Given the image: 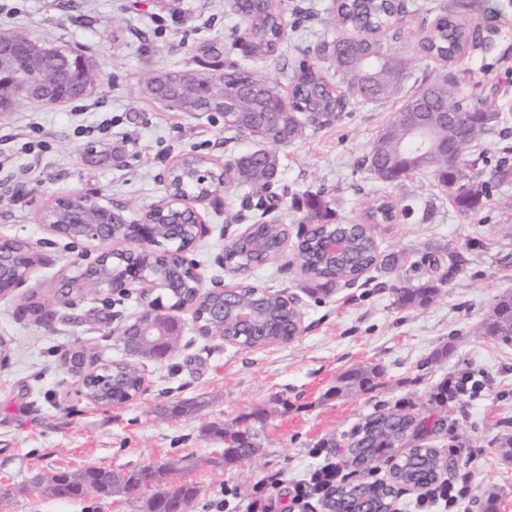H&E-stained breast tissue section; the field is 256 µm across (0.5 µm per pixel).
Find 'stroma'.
<instances>
[{"instance_id": "obj_1", "label": "stroma", "mask_w": 512, "mask_h": 512, "mask_svg": "<svg viewBox=\"0 0 512 512\" xmlns=\"http://www.w3.org/2000/svg\"><path fill=\"white\" fill-rule=\"evenodd\" d=\"M332 0H285L289 27L284 44L263 65L281 77L309 57L316 42L332 34ZM398 17L387 34L392 52L410 58L405 92L430 83L443 72L455 74L467 93L486 94L469 77L481 65L467 55L450 63L426 58L421 41L432 33L437 0ZM237 23L227 0H0V28L25 30L41 43L71 48L90 58L101 81L84 99L49 106L19 100L0 112V233L31 243L42 259L25 286L0 296V512H142L138 501L119 497L79 500L34 498L18 488L35 474L59 469L106 467L131 471L147 463L184 459L186 481L200 495L196 512H215L228 487L251 492L263 478L284 481L273 493V512H322L321 496L292 503L287 482L304 478L316 466L338 462L346 481L388 478L391 461H374L372 471L352 464L346 442L364 418L379 409H402L415 425L404 448L419 444L469 448L464 469L474 498L492 493L496 512H512V342L475 335L502 290L512 289V182L498 187L475 218L462 217L448 191L426 172L397 185L378 182L366 158L396 102H361L340 120L307 128L303 137L279 148L274 186L281 201L269 219L287 225L289 243L310 225L307 196L321 194L335 224H360L372 197L391 199L399 213L380 224L375 236L383 253L404 255L393 271L371 269L355 284L323 295L292 253L247 276L301 301L303 331L291 343L244 349L198 335L191 313H182L179 349L161 360H138L145 378L142 393L119 408L87 400L64 354L77 345L95 348L100 362L124 358L118 328L136 312L135 297L104 295L63 307L53 301L60 273L70 268L83 246L48 233L38 211L53 198L99 191L127 203L132 217L164 196L172 163L195 150L224 162L258 147V140L227 142L220 112H180L144 92L162 70L207 64L198 48L218 44L222 61L247 57L244 44H232ZM100 140L107 156L86 154ZM201 211L207 231L191 252L204 287L238 283L226 268L224 246L258 219L260 212L239 190L221 191ZM460 263L444 293L424 308H401L392 286L415 284L428 273L427 255ZM36 292L47 314L36 318L24 308ZM447 357L435 358L441 347ZM382 371L369 392L338 393L341 376L357 366ZM468 372L483 379L477 396L452 404L439 402L438 386L448 376ZM194 403L188 415L171 414L178 402ZM264 411L257 452L222 469L224 427L253 411Z\"/></svg>"}]
</instances>
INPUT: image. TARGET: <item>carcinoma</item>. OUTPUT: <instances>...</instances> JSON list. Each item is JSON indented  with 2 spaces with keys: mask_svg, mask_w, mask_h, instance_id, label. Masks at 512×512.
Returning a JSON list of instances; mask_svg holds the SVG:
<instances>
[{
  "mask_svg": "<svg viewBox=\"0 0 512 512\" xmlns=\"http://www.w3.org/2000/svg\"><path fill=\"white\" fill-rule=\"evenodd\" d=\"M231 8L243 23L242 36L248 40L256 59L273 56L286 25L282 0H232ZM439 18L434 31L422 45L426 57L448 62L462 51L487 55L497 48L499 29L473 24L470 17L482 8V0H443L436 5ZM396 13L392 0H336L333 23L336 36L321 41L314 60L302 62L292 76L290 98L281 94L280 84L256 66L232 62L222 73L208 70L165 71L153 76L146 89L155 99L181 112H222L229 123L230 139L242 136L257 138L265 147L238 154L229 169L224 186L233 183L251 191L266 192L278 175L276 149L301 136L305 127L321 126L338 117L360 101L390 100L401 91V79L408 70V60L388 49L384 35L392 28ZM78 54L55 49L43 62L22 54L17 56V73L36 81L53 64ZM336 67V83L329 82L320 71V63ZM422 104L426 123L435 134L420 143L408 135L406 113ZM507 122L504 111L462 89L461 80L451 73L408 96L378 131L371 143L368 161L374 177L386 184H397L408 177L434 171L438 180L451 176L458 181L451 199L458 212L467 217L477 213L501 183L512 180V167L503 160L488 180H478L465 173V157L476 150L484 139ZM460 143L457 163L448 166L447 143ZM183 171L172 178L182 179ZM183 189L189 195L213 190L214 180L195 173L183 178ZM311 217L319 221L318 232L298 241L303 267L315 282L316 290L328 294L346 278L358 277L373 266L394 269L400 262L395 254L380 255L377 239L359 226L331 224L323 221L325 202L315 194L308 200ZM394 218V205L387 199H374L365 207L369 224H388ZM341 234L346 251L336 259L326 256L325 241ZM285 229L280 224L256 222L248 233L231 247L224 248V264L229 268L256 267L278 258L282 252ZM163 248L151 267V273L162 278L173 262L171 251L178 243L161 240ZM455 253H448V267L435 262L436 275L418 285L393 286L398 306L426 307L442 293V287L458 269ZM197 290L196 275L187 270L170 297L189 298ZM223 294L214 292L200 304L199 314L205 321L223 304ZM224 333L239 338L243 347L254 349L269 335L288 337V312L280 293L270 296L267 306L258 312L254 328L245 330L230 313H224ZM477 334L495 341L512 342V290L498 294ZM381 370L377 366H357L340 378L337 391H371L378 385ZM138 372L128 366H101L89 376L88 393L93 398H126L140 391ZM415 419L403 410H379L368 416L351 434L348 454L362 464L366 458H380L387 450L402 443ZM257 433L246 428L238 431L224 445V455L214 465L222 468L252 455ZM451 460L439 448L429 445L411 448L395 464L397 484L418 482L429 485L441 478ZM31 495L78 500L89 496L110 497L120 489L126 498L137 500L149 493L151 512H195L199 488L183 481L181 468L175 461L161 465H145L130 472L93 467L30 481ZM336 493L352 498L365 496L382 512L389 498L385 487L376 483L367 487L351 482L336 488Z\"/></svg>",
  "mask_w": 512,
  "mask_h": 512,
  "instance_id": "cac0c4a2",
  "label": "carcinoma"
}]
</instances>
